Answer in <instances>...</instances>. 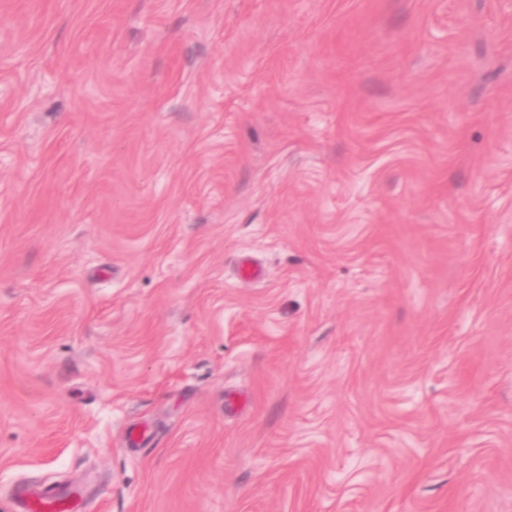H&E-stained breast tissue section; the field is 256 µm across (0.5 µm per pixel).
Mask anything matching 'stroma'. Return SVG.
<instances>
[{
	"label": "stroma",
	"mask_w": 512,
	"mask_h": 512,
	"mask_svg": "<svg viewBox=\"0 0 512 512\" xmlns=\"http://www.w3.org/2000/svg\"><path fill=\"white\" fill-rule=\"evenodd\" d=\"M48 483L512 512V0H0V512Z\"/></svg>",
	"instance_id": "stroma-1"
}]
</instances>
